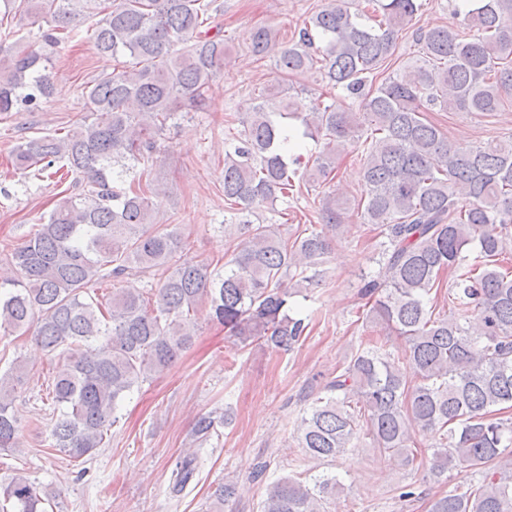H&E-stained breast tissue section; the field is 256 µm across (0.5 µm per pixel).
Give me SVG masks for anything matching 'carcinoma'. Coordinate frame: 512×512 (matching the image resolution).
Listing matches in <instances>:
<instances>
[{"instance_id": "carcinoma-1", "label": "carcinoma", "mask_w": 512, "mask_h": 512, "mask_svg": "<svg viewBox=\"0 0 512 512\" xmlns=\"http://www.w3.org/2000/svg\"><path fill=\"white\" fill-rule=\"evenodd\" d=\"M215 0H0V114L34 111L52 95L43 74L59 44L88 18L100 53L131 65L83 88L85 112L65 134L24 140L17 168L41 176L54 168L75 175L78 191L41 216L9 254L16 277L0 282V332L34 329L50 354L63 356L49 385L53 447L74 460L102 447L119 404L153 374L171 367L192 343L196 316L224 326L242 346L290 353L309 323L290 314L291 299L312 285L333 251L311 226L293 240L246 212L288 195L302 156L291 139L324 141L303 177L332 181L336 156L357 147L364 187L361 223L380 242L381 267L364 281L365 320L399 340L371 337L315 394L297 425L298 444L315 459H334L360 436L404 465H427L435 482L483 470L480 486L456 488L428 512H512V138L484 145L455 143L423 117L439 108L490 114L512 90V0H467L452 21L416 32L425 58L377 80L399 31L412 26L418 0H331L298 37L283 43L268 26L248 35L253 55L272 57L285 75L315 66L337 91L329 105L306 108L284 86L268 87L252 110L228 121L224 202L239 243L220 269L181 266L174 227L152 217L147 165L157 137L177 112L191 110L224 68V36L210 34ZM22 13L42 31L41 51L22 46L4 23ZM480 35L462 37L459 27ZM347 200L329 192L323 225L344 223ZM476 252V260L468 261ZM162 272L156 286L117 288L105 302L93 284ZM449 315L435 313L443 275ZM416 381H409V374ZM27 378L23 361L0 373V449L16 447L14 394ZM431 434L430 455L416 435ZM195 471L185 459L171 472L181 493ZM341 481L280 476L266 486L261 512H325ZM53 493L23 476L0 482V512H45Z\"/></svg>"}]
</instances>
